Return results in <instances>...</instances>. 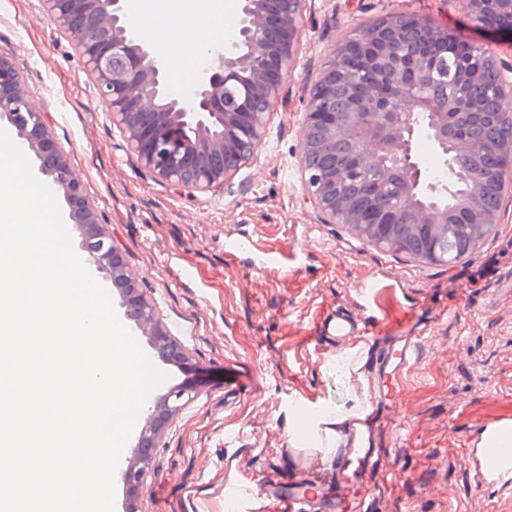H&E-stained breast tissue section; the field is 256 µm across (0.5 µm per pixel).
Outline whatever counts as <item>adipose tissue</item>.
I'll return each instance as SVG.
<instances>
[{
    "instance_id": "obj_1",
    "label": "adipose tissue",
    "mask_w": 512,
    "mask_h": 512,
    "mask_svg": "<svg viewBox=\"0 0 512 512\" xmlns=\"http://www.w3.org/2000/svg\"><path fill=\"white\" fill-rule=\"evenodd\" d=\"M191 2L195 24L179 31L170 25H158L151 16L147 0H129L128 3L129 17L141 33L159 47L163 59L173 71L174 87L178 90L182 89L184 80L192 71L201 70L208 53L221 47L224 36L233 31L235 23L233 12L218 14L213 0ZM368 358L369 347L360 341L327 359V367L349 368L356 374L359 385L349 392L342 405L326 403L305 412L295 435V447L318 448L332 453L351 446L348 424L367 413L369 379L364 367Z\"/></svg>"
}]
</instances>
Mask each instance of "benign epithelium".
<instances>
[{"mask_svg":"<svg viewBox=\"0 0 512 512\" xmlns=\"http://www.w3.org/2000/svg\"><path fill=\"white\" fill-rule=\"evenodd\" d=\"M47 15L68 32L95 76L105 112L127 141L140 167L178 195L224 189L265 139L283 72L290 67L304 0H240L239 27L230 46L216 52L201 70L191 99L171 91V71L124 20L123 0H44ZM478 27L504 18L498 31L512 40V0H453ZM468 46L466 61L451 72V94L441 108L424 109L423 95L438 73L429 55L438 46L451 56ZM475 82L504 105L498 120L512 125V62L486 47L468 44L445 28L418 17L392 12L362 25L334 47L329 64L311 88L300 132L299 165L303 190L324 224H345L362 240L400 252L406 238L424 232L430 239L457 230L448 223L443 194L452 192L457 161L476 152L463 117L480 116L469 98ZM347 90L336 111V85ZM0 121L13 126L21 146L38 161V177L62 194L69 219L80 231L86 264L120 290L126 320L150 337L161 359L182 363L181 345L162 327L156 308L133 283L119 249L98 228L97 214L85 200L80 180L58 149L41 112L31 102L12 59L0 52ZM429 138L448 171L437 183L423 168L414 144ZM338 141L355 144L350 163H335L324 173L312 155ZM506 156L492 174L501 195L512 197V139L490 146ZM383 167V178L363 181L365 203L342 194L350 169L365 176ZM480 172L467 190L454 195L456 209L476 217L473 228L493 230L500 210L483 211ZM192 385L169 389L152 399L127 465L119 473L129 498L146 489V475L167 421L190 396Z\"/></svg>","mask_w":512,"mask_h":512,"instance_id":"obj_1","label":"benign epithelium"}]
</instances>
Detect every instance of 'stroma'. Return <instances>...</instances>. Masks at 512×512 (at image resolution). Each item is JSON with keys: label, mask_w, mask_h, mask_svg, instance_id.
Returning a JSON list of instances; mask_svg holds the SVG:
<instances>
[{"label": "stroma", "mask_w": 512, "mask_h": 512, "mask_svg": "<svg viewBox=\"0 0 512 512\" xmlns=\"http://www.w3.org/2000/svg\"><path fill=\"white\" fill-rule=\"evenodd\" d=\"M393 11L512 58L511 40L472 26L449 0H306L264 144L223 191L187 197L138 168L77 47L42 0H0V51L44 113L101 231L112 235L189 358L166 365L167 387H197L162 431L136 512H263L265 475L340 478L339 456L289 441L302 411L344 403L355 384L306 344L331 306L423 334L397 405L387 390L369 389V417L393 418L379 438L386 453L364 483L373 512H512V483L482 484L472 454L483 419L512 415V198L474 254L423 265L344 225L321 223L303 196L307 92L339 42ZM243 237L287 253V267L257 271L250 254L228 257L226 240ZM182 268L193 269L197 282L178 278ZM482 268L487 276L471 283ZM367 278L381 283L369 299L357 291Z\"/></svg>", "instance_id": "35a3bbf8"}]
</instances>
